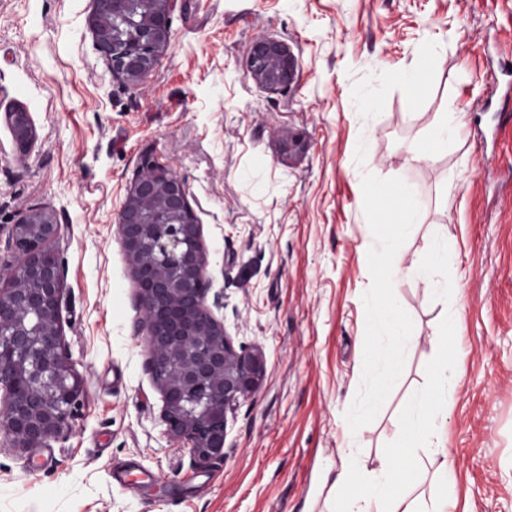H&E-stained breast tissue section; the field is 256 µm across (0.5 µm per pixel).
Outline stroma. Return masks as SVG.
<instances>
[{
    "mask_svg": "<svg viewBox=\"0 0 512 512\" xmlns=\"http://www.w3.org/2000/svg\"><path fill=\"white\" fill-rule=\"evenodd\" d=\"M92 10L0 0V229L29 209L56 214L60 324L82 384L49 446L23 453L0 435V512H336L344 465L359 494L439 362L452 381L410 492L512 512V0H177L137 85L97 52ZM262 35L295 57L288 89L247 72ZM17 107L37 132L25 153L5 118ZM440 112L460 114L459 138L406 164ZM145 152L189 189L224 294L216 317L267 359L227 414L223 459L204 468L166 435L133 330L115 220ZM397 183L422 221L394 241L380 222L400 221V203L369 188ZM436 244L453 265L414 276ZM387 297L413 345L385 388L365 359L389 346L371 321Z\"/></svg>",
    "mask_w": 512,
    "mask_h": 512,
    "instance_id": "35a3bbf8",
    "label": "stroma"
}]
</instances>
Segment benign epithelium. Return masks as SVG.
<instances>
[{
  "mask_svg": "<svg viewBox=\"0 0 512 512\" xmlns=\"http://www.w3.org/2000/svg\"><path fill=\"white\" fill-rule=\"evenodd\" d=\"M135 45L120 49L102 27L125 11L129 0H93L89 19L97 51L112 76L142 81L158 64L170 39L176 0H153ZM248 73L268 89L294 83L293 54L281 41L260 36L249 50ZM16 147L27 151L36 139L30 113L7 112ZM61 232L55 214L31 209L8 230L4 245L14 260L0 263V430L14 447L30 452L64 435L80 390L64 351L60 313L63 270L50 248ZM117 233L132 264L146 366L163 397L166 433L190 449L195 463L224 458L227 412L250 397L266 375L259 348H235L214 310L224 294L210 293L207 255L185 181L151 152L143 154L117 218ZM213 300H208V295ZM25 351L26 367L9 359Z\"/></svg>",
  "mask_w": 512,
  "mask_h": 512,
  "instance_id": "1",
  "label": "benign epithelium"
}]
</instances>
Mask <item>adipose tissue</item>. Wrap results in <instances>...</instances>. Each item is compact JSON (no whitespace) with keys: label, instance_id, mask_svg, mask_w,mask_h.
Here are the masks:
<instances>
[{"label":"adipose tissue","instance_id":"obj_1","mask_svg":"<svg viewBox=\"0 0 512 512\" xmlns=\"http://www.w3.org/2000/svg\"><path fill=\"white\" fill-rule=\"evenodd\" d=\"M459 126L460 119L456 113H440L424 139L409 150L408 162H421L447 151L448 141ZM372 320L391 339L390 348L380 359L381 378L386 381L398 369L401 355L411 346L412 341L401 313L392 304L386 303L376 308ZM447 389V365L434 366L429 391L418 398L415 412L402 425L397 441L398 453L382 460L374 487L361 496L363 506L360 512H420L417 502L411 500L408 494L410 486L419 476V465L412 451L432 437L433 431L425 423L424 417L435 399Z\"/></svg>","mask_w":512,"mask_h":512}]
</instances>
